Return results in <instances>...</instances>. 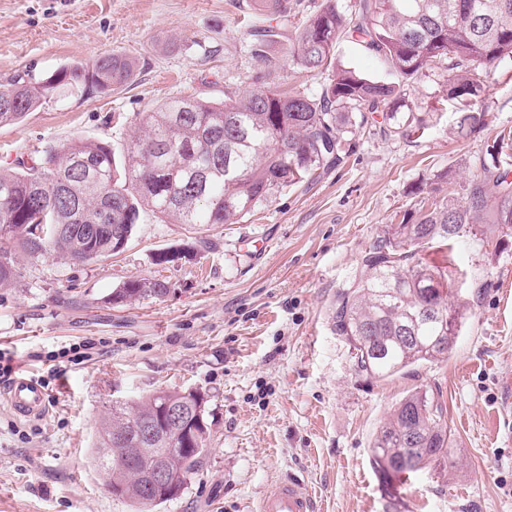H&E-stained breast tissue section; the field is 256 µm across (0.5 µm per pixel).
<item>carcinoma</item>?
<instances>
[{
    "label": "carcinoma",
    "mask_w": 512,
    "mask_h": 512,
    "mask_svg": "<svg viewBox=\"0 0 512 512\" xmlns=\"http://www.w3.org/2000/svg\"><path fill=\"white\" fill-rule=\"evenodd\" d=\"M263 15L288 17L289 0H251ZM378 56L390 80L370 78L336 60L341 35ZM279 33L253 26L250 53L270 65ZM306 72L331 71L318 97L305 92L258 89L220 102L181 98L145 112L147 135L128 141L118 162L105 140L75 139L43 151L37 166L0 172V242L14 241L30 254L52 251L72 263L119 254L141 213L163 223L238 224L281 190L313 181L349 154L353 111L384 112L389 132L421 136L426 125L398 112L404 87L436 63L448 70V98L470 103L486 85L479 70L512 57V0H354L345 12L336 0L303 20L289 47ZM137 60L108 55L90 65L64 66L32 81L22 76L0 85V124L14 123L64 87L91 83L103 92L126 85ZM485 113L463 110L457 134L484 124ZM475 224L489 236L512 228V131L493 146L491 161L448 194V202L387 224L362 255L353 281L331 310L336 335L349 345L353 371L385 379L411 366L447 358L461 335L466 301L456 283L454 245ZM443 253L445 265L423 251ZM16 277L12 253L0 246V285ZM160 281L130 280L112 290L124 304L167 293ZM187 409L176 437L161 406ZM205 396L199 391H156L112 405L100 421L95 459L109 474L112 495L136 512H153L176 499L198 466L209 435ZM151 423L155 437L141 439ZM190 444L184 445V439ZM453 439L439 396L416 391L376 430L371 463L390 483L400 475L457 466ZM162 464L171 485L148 492L143 475Z\"/></svg>",
    "instance_id": "carcinoma-1"
}]
</instances>
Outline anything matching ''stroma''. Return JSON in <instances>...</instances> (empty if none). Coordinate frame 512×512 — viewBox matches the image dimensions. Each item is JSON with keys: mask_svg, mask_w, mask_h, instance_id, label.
Masks as SVG:
<instances>
[{"mask_svg": "<svg viewBox=\"0 0 512 512\" xmlns=\"http://www.w3.org/2000/svg\"><path fill=\"white\" fill-rule=\"evenodd\" d=\"M248 22L244 0H0L2 84L112 54L139 62L119 90L64 89L0 125V171L79 138L121 148L140 134V113L174 98L220 101L266 86L315 94L328 83L326 72L254 59ZM403 109L426 121L420 138L388 133L385 113L365 114L342 166L241 223L165 224L147 212L121 254L84 264L15 249L16 278L0 286V352L15 372L49 379V408L22 418L0 398V512H134L94 460L99 420L113 402L173 389L206 394L210 437L182 496L158 512H258L290 477L308 485L315 512H512V231L484 244L477 229L457 245L472 310L447 360L362 378L332 329L336 295L384 225L447 199L443 172L464 183L512 127V58L472 102L485 124L466 137L442 66L408 87ZM183 244L188 257L158 263ZM142 278L169 293L108 303L118 284ZM86 338L100 354L51 361ZM421 389L439 393L466 463L384 488L372 437Z\"/></svg>", "mask_w": 512, "mask_h": 512, "instance_id": "1", "label": "stroma"}]
</instances>
